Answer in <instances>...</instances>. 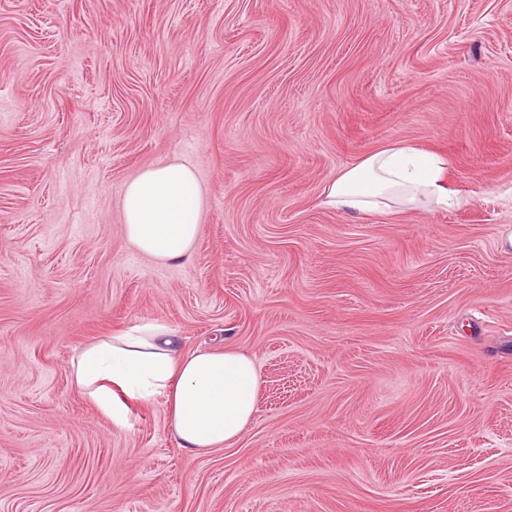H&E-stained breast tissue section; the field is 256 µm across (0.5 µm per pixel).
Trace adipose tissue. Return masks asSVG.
Returning <instances> with one entry per match:
<instances>
[{
	"label": "adipose tissue",
	"mask_w": 512,
	"mask_h": 512,
	"mask_svg": "<svg viewBox=\"0 0 512 512\" xmlns=\"http://www.w3.org/2000/svg\"><path fill=\"white\" fill-rule=\"evenodd\" d=\"M444 160L406 142L379 147L340 170L323 206L360 217L456 205ZM204 191L187 164L142 170L126 183L121 212L139 251L164 261L184 258L200 233ZM72 381L111 421L124 423L126 399L163 397L179 446L207 454L238 441L256 410L260 376L252 358L223 344L186 350L167 324L154 321L101 337L71 363Z\"/></svg>",
	"instance_id": "1"
}]
</instances>
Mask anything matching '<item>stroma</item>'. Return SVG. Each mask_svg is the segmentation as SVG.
Listing matches in <instances>:
<instances>
[{
	"label": "stroma",
	"mask_w": 512,
	"mask_h": 512,
	"mask_svg": "<svg viewBox=\"0 0 512 512\" xmlns=\"http://www.w3.org/2000/svg\"><path fill=\"white\" fill-rule=\"evenodd\" d=\"M397 142L456 206H320ZM173 160L205 206L161 262L120 201ZM511 235L512 0H0V512H512ZM151 321L255 360L239 441L73 387Z\"/></svg>",
	"instance_id": "35a3bbf8"
}]
</instances>
